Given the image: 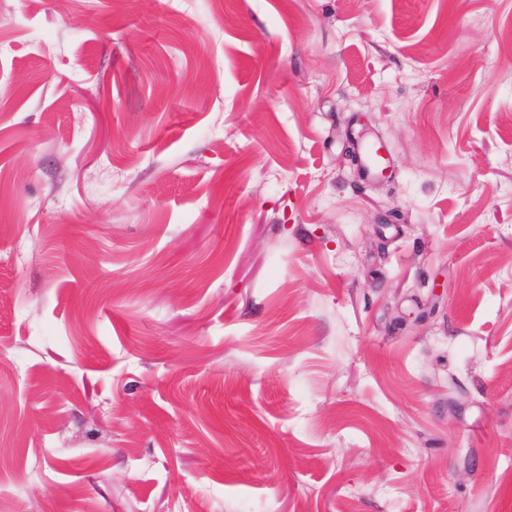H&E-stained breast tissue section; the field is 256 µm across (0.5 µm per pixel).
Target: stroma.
<instances>
[{"instance_id": "35a3bbf8", "label": "stroma", "mask_w": 512, "mask_h": 512, "mask_svg": "<svg viewBox=\"0 0 512 512\" xmlns=\"http://www.w3.org/2000/svg\"><path fill=\"white\" fill-rule=\"evenodd\" d=\"M511 34L0 0V512H512ZM360 149L368 175L374 176L379 168L389 164L387 147L382 141H365Z\"/></svg>"}]
</instances>
